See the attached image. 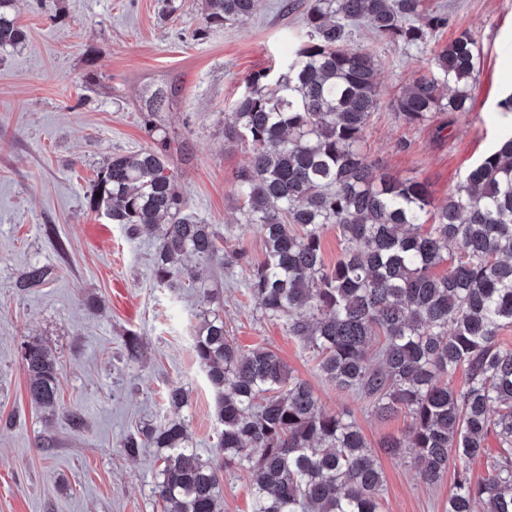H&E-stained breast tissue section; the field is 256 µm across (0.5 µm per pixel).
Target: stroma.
Listing matches in <instances>:
<instances>
[{
	"mask_svg": "<svg viewBox=\"0 0 512 512\" xmlns=\"http://www.w3.org/2000/svg\"><path fill=\"white\" fill-rule=\"evenodd\" d=\"M287 1L259 0L247 24L208 28L203 0H177L171 14L162 0H15L27 38L0 49V512H162L152 494L158 450L121 451L140 427L183 421L197 453L212 457L215 393L192 355L200 299L160 287L157 237L128 236L90 210L87 197L110 154L148 145L143 115L162 90L164 107L150 113L169 137L189 211L215 226L221 248L241 245L250 261H261L262 228L240 223L232 197L248 147L225 142L224 126L246 78L279 67L304 33L309 0H291V10ZM425 3L448 15L434 35L439 43L464 28L478 42L466 119L452 124L442 112L424 125L407 123L393 102L426 67V54L375 37L365 24L352 43L367 48L379 69L380 105L364 152L396 177L426 182L440 202L512 127L502 106L512 96V0ZM34 263L51 267V280L19 291L18 274ZM185 265L215 289L214 306L243 351H275L372 447L406 437L407 416L382 419L321 377L310 351L262 314L241 267L192 256ZM127 329L144 342L136 363L120 355ZM31 339L59 361L60 404L50 412L28 399L21 346ZM172 384L188 390V408L165 404ZM72 410L82 414L81 427L70 424ZM379 462L383 512H445L449 481L422 484L408 457L383 454ZM253 482L249 471L224 470L223 512H251Z\"/></svg>",
	"mask_w": 512,
	"mask_h": 512,
	"instance_id": "obj_1",
	"label": "stroma"
}]
</instances>
